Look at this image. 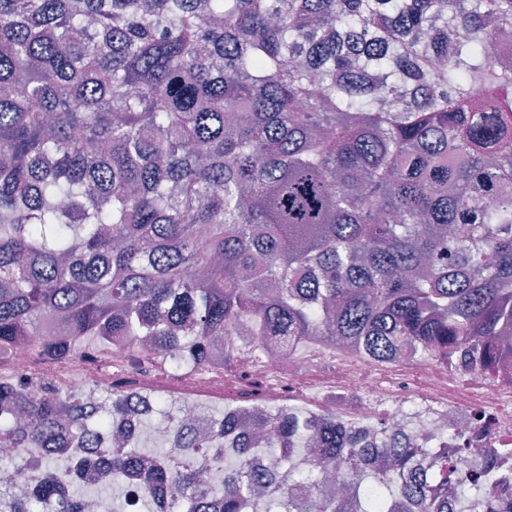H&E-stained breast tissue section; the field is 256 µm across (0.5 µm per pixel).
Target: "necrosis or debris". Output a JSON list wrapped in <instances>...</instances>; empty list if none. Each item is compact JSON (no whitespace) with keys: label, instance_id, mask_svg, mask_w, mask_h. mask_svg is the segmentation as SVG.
Segmentation results:
<instances>
[{"label":"necrosis or debris","instance_id":"4bbe7bcc","mask_svg":"<svg viewBox=\"0 0 512 512\" xmlns=\"http://www.w3.org/2000/svg\"><path fill=\"white\" fill-rule=\"evenodd\" d=\"M233 342L240 361L233 374L225 373L219 355L206 368L185 365L170 372L168 357L137 340H113L63 360L27 344L0 357V382L28 380L36 395L46 385L58 398L96 410L106 406L108 392L119 384L136 408L151 410L163 399L176 415L200 425L207 424L214 406L247 391L250 399L233 407L239 421H249L255 410L284 406L313 418H335L379 443L398 434L416 442V465L423 470L444 447L462 448L458 466L466 473L490 466L488 449L512 447V364L492 379L483 370L451 366L432 355L411 380L400 372V360H366L335 345L311 343L301 357L284 352L259 357L248 337ZM336 354L341 360L332 375L316 378L311 364ZM351 395L355 403L341 406L340 397ZM111 448V438L102 436L98 447L83 451L89 465L75 472L68 459L49 462L47 449L12 450L0 442L1 453L19 457L18 484L26 491L50 470L68 491L97 484L95 464Z\"/></svg>","mask_w":512,"mask_h":512}]
</instances>
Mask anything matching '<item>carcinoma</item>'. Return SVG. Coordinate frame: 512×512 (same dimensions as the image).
<instances>
[{
    "label": "carcinoma",
    "mask_w": 512,
    "mask_h": 512,
    "mask_svg": "<svg viewBox=\"0 0 512 512\" xmlns=\"http://www.w3.org/2000/svg\"><path fill=\"white\" fill-rule=\"evenodd\" d=\"M512 0H0V355L48 326L146 338L179 369L252 336L295 353L309 336L373 360L434 352L495 374L512 360V73L489 40ZM68 357L63 336L40 342ZM0 385V431L58 456L95 444L49 394ZM117 481L175 484L177 512H448L493 488L448 449L375 448L333 419L266 412L306 445L258 461L226 409L224 482L172 472L121 421ZM389 457L395 467L378 472ZM336 465L343 497L322 490ZM14 512H81L54 483Z\"/></svg>",
    "instance_id": "carcinoma-1"
}]
</instances>
